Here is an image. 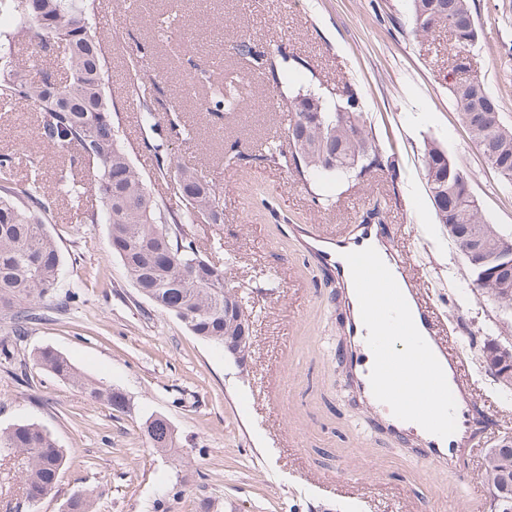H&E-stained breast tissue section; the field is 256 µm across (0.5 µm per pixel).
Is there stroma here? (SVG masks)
<instances>
[{"label": "stroma", "mask_w": 512, "mask_h": 512, "mask_svg": "<svg viewBox=\"0 0 512 512\" xmlns=\"http://www.w3.org/2000/svg\"><path fill=\"white\" fill-rule=\"evenodd\" d=\"M114 21L103 36L112 59L108 94L135 167L151 174L153 147L165 142L179 165L221 189L224 221L200 224L202 252H232L227 275L253 316V349L238 364L194 336L177 317L141 297L113 254L109 227L76 219L59 196L46 229L62 257L55 297L36 305L37 323L15 337L0 318V429L45 427L69 463L54 491L32 505L19 487L21 464L0 463V512H61L75 493L103 488L96 512H490L481 453L512 436V393L480 364L490 341L512 344V309L480 295L467 262L439 224L423 174L429 142L438 143L471 178L485 219L512 233V188H505L470 140L448 91L455 54L447 29L418 38L411 0H102ZM480 37L471 67L501 101L512 126V0H470ZM175 15L176 30L147 29L144 13ZM220 26H211L213 18ZM248 39L253 52L240 55ZM143 62L156 126L140 124L126 95L127 62ZM240 77L242 111L217 116L185 96L182 75L204 95L221 73ZM383 158L392 166L361 180L300 176L256 160L260 145L281 141L285 105L315 92L328 104L344 87ZM183 134L171 136L170 118ZM38 115L0 106V153L18 158L17 174L41 166L47 191L70 179L68 158L43 146ZM383 211L395 241L409 251L441 330L471 361L481 408L491 424L464 480L418 460L370 422L342 385L343 309L324 268L307 257L296 227L323 234ZM68 297L66 307L57 300ZM50 346L89 377L122 391L126 411L87 400L38 368L33 354ZM174 426L188 466L173 467L150 448L151 415Z\"/></svg>", "instance_id": "obj_1"}]
</instances>
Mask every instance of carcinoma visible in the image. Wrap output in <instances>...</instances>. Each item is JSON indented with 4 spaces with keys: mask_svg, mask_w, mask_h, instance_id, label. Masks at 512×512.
Masks as SVG:
<instances>
[{
    "mask_svg": "<svg viewBox=\"0 0 512 512\" xmlns=\"http://www.w3.org/2000/svg\"><path fill=\"white\" fill-rule=\"evenodd\" d=\"M0 0V20L11 23V44L33 45L43 51L58 50L61 77L45 75L29 82L24 71L30 60L14 53L0 55V102L21 104L42 115L39 136L45 147L69 154L70 161L95 166L94 191L98 212L85 213V221L109 225L112 252L119 256L138 292L161 310L186 321L196 336L224 347V337L239 336L251 311L243 305L238 316L224 313V301L236 299V286L224 287V266L203 258L197 245L195 224L210 217L224 223L222 193L206 176L173 165L154 146L156 167L145 176L133 165L118 135L107 95L109 71L96 30L89 23L97 0ZM413 32L425 36L446 27L454 38L458 64L449 91L463 124L499 181L512 187V126L504 124L500 100L484 80L468 73L469 48L478 39L469 0H411ZM236 95L199 102L205 112L235 110ZM358 93L344 88L334 107L322 99L299 95L290 101L288 149L266 146L258 158L271 164L293 161L298 174L356 177L387 167L357 110ZM16 155L0 154V314L10 320L12 334L26 332L35 319L33 305L54 294L62 263L54 241L45 230L50 211L40 168L32 166L24 183L15 180ZM424 176L439 223L464 255L476 287L495 301L512 305V282H478L494 262L501 245L496 226L479 208L467 173L435 142L427 144ZM172 179L175 195L184 209L174 210L151 189L152 181ZM35 365L70 382L88 400L103 402L116 411L126 408L119 390L85 377L58 351L45 347L33 355ZM481 363L494 381L512 390L495 371L497 363L488 348ZM144 435L151 448L175 454L176 435L169 421L149 416ZM24 460L22 491L31 503L49 495L66 463V452L51 434L36 423L0 429V454ZM484 476L497 512L512 509V452L501 450L484 458ZM98 495L85 493L73 500L69 512H94Z\"/></svg>",
    "mask_w": 512,
    "mask_h": 512,
    "instance_id": "cac0c4a2",
    "label": "carcinoma"
}]
</instances>
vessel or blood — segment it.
I'll list each match as a JSON object with an SVG mask.
<instances>
[{"label":"vessel or blood","instance_id":"obj_1","mask_svg":"<svg viewBox=\"0 0 512 512\" xmlns=\"http://www.w3.org/2000/svg\"><path fill=\"white\" fill-rule=\"evenodd\" d=\"M302 245L328 271L341 291L345 310V345L341 362L346 387L355 394L359 403L372 411L377 426L385 434L398 440H410L420 460L451 472L460 471L474 453L475 441L486 431L487 424L476 410V390L467 360L458 349L454 337L441 332L429 298L410 278L407 264L400 259L393 238L387 236L383 225L353 224L346 231L336 234L304 236ZM368 247L375 248L390 269L409 304L417 329L445 372L456 401L457 429L449 437H438L416 423L397 419L390 408L379 402L372 393L370 372L373 354L367 344L368 331L361 320L351 271L344 258L347 252Z\"/></svg>","mask_w":512,"mask_h":512}]
</instances>
